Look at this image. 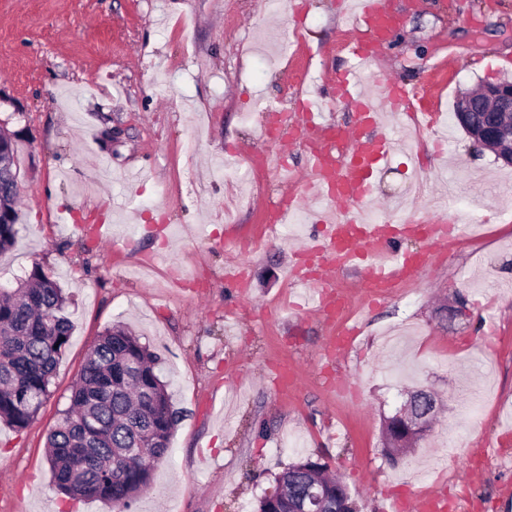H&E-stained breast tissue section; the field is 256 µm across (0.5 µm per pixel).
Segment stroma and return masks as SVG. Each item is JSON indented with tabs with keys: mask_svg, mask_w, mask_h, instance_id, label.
I'll return each instance as SVG.
<instances>
[{
	"mask_svg": "<svg viewBox=\"0 0 512 512\" xmlns=\"http://www.w3.org/2000/svg\"><path fill=\"white\" fill-rule=\"evenodd\" d=\"M349 2L304 0L296 25L265 0H0V126L16 136L20 188L19 239L0 253V284L41 267L74 325L36 419L19 431L0 424V512H109L57 492L45 443L89 347L116 324L161 356L183 413L169 460L129 512H254L301 456L340 477L359 512H385L433 482L481 512H512V467L481 466L475 453L512 430V166L453 117L460 92L512 78V0H399L404 23L364 87L437 77L445 124L420 143L386 114L398 148L374 198L441 221L448 211L431 201L450 193L490 235L436 254L412 299L375 302L340 358L324 357L333 326L286 279L291 246L316 224L264 241L277 181L224 216L238 190L220 169L246 172L238 150L259 144L264 121L242 122L241 110L297 111L281 53L294 36L313 52L315 84L354 67L341 48ZM416 171L425 189L413 202L403 194ZM150 224L167 225L166 240ZM230 233L251 248L228 254ZM231 261L250 279L248 303L224 284ZM173 266L188 284L176 285ZM285 360L301 379L288 396L273 385ZM408 388L437 393L442 407L409 460L393 463L383 424Z\"/></svg>",
	"mask_w": 512,
	"mask_h": 512,
	"instance_id": "obj_1",
	"label": "stroma"
}]
</instances>
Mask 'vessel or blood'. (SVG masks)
<instances>
[{
    "instance_id": "b4317fda",
    "label": "vessel or blood",
    "mask_w": 512,
    "mask_h": 512,
    "mask_svg": "<svg viewBox=\"0 0 512 512\" xmlns=\"http://www.w3.org/2000/svg\"><path fill=\"white\" fill-rule=\"evenodd\" d=\"M403 23L397 0H354L352 35L344 48L355 60L354 68L337 73L334 93L337 102L355 112L353 122L325 120V96L312 94L299 117L287 113L266 115L265 136H274L284 125L298 133L296 146L305 151V170L299 176L303 191L288 190L265 210L264 222L275 227L284 222L289 207H306L319 200L318 232L301 249L294 261L314 256L321 260L318 275L303 279L304 287L318 296L317 310L333 317L339 307V272L355 268L365 296L379 289L416 281L432 265L434 251L452 250L465 234L456 223L429 224L392 214L367 218L365 207L373 199L372 184L395 151L393 138L380 134L385 111L402 110L432 120L433 113L418 87L385 81L377 94L363 92L368 68L383 54L393 34ZM422 238L430 242L426 251L402 252L394 247L399 239ZM414 512H447L448 498L440 491L421 493Z\"/></svg>"
}]
</instances>
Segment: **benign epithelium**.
<instances>
[{
    "label": "benign epithelium",
    "instance_id": "1",
    "mask_svg": "<svg viewBox=\"0 0 512 512\" xmlns=\"http://www.w3.org/2000/svg\"><path fill=\"white\" fill-rule=\"evenodd\" d=\"M512 82L499 80L485 83L478 97L462 98L454 116L473 142L492 151L508 165H512ZM432 413V400L423 395L395 414L393 429L403 440L413 439L416 432L427 425ZM329 497L325 487L307 483L301 499L300 512H324Z\"/></svg>",
    "mask_w": 512,
    "mask_h": 512
}]
</instances>
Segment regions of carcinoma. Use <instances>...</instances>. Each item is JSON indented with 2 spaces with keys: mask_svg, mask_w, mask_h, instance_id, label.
Wrapping results in <instances>:
<instances>
[{
  "mask_svg": "<svg viewBox=\"0 0 512 512\" xmlns=\"http://www.w3.org/2000/svg\"><path fill=\"white\" fill-rule=\"evenodd\" d=\"M0 252L14 246L18 227L17 148L14 134L0 128ZM63 288L34 267L14 288L0 287V422L22 430L50 395L56 365L72 333ZM161 374L160 358L122 325L108 328L88 351L70 406L47 438L52 483L67 498L96 499L125 512L151 486L155 466L170 455L181 419ZM309 457L276 478L282 495L260 498L257 512L299 508L310 475L343 490L344 512H357L348 486L325 474Z\"/></svg>",
  "mask_w": 512,
  "mask_h": 512,
  "instance_id": "carcinoma-1",
  "label": "carcinoma"
}]
</instances>
